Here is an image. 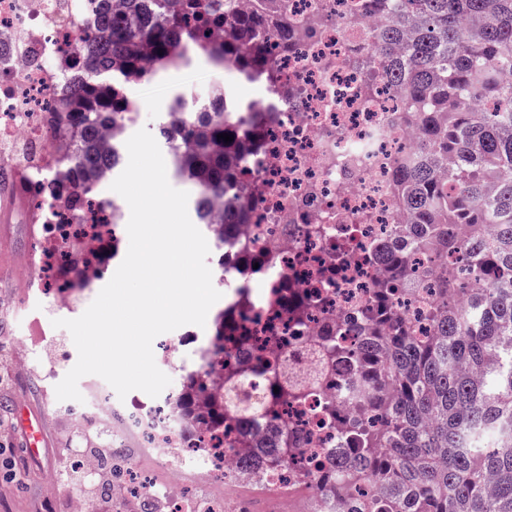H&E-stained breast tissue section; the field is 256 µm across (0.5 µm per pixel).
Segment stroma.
Here are the masks:
<instances>
[{"label": "stroma", "instance_id": "obj_1", "mask_svg": "<svg viewBox=\"0 0 512 512\" xmlns=\"http://www.w3.org/2000/svg\"><path fill=\"white\" fill-rule=\"evenodd\" d=\"M222 72L205 63L160 73L151 80L128 86V96L140 104L135 128L155 130L167 104L180 94L208 96L223 85ZM40 236L24 204L0 217V365L10 382L0 388V411L11 413L0 425V512H69L73 498H82L85 512H114L112 488L106 478L87 477L75 469L76 452L91 449L95 438L79 436L73 417L83 405L58 400L55 386L75 365L78 353L70 333L53 327L56 318L79 317L102 289V282L77 290L69 308L49 307L42 294L41 274L32 254ZM42 322L45 334L37 345L24 339L34 322ZM41 363L43 372L31 369ZM40 414L45 439L38 452H30L24 431L13 415L18 406Z\"/></svg>", "mask_w": 512, "mask_h": 512}]
</instances>
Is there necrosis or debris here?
I'll return each instance as SVG.
<instances>
[{
  "label": "necrosis or debris",
  "mask_w": 512,
  "mask_h": 512,
  "mask_svg": "<svg viewBox=\"0 0 512 512\" xmlns=\"http://www.w3.org/2000/svg\"><path fill=\"white\" fill-rule=\"evenodd\" d=\"M99 11V0H0V168L52 170L57 149L46 114L81 79L82 69L73 64V39ZM288 11L296 24L287 53L275 56L280 75L256 82L254 106L268 121L240 165L242 179L254 191L250 221L228 224L223 206L213 210L214 224L224 234L220 269L237 284L227 300L237 314L225 330L226 347L200 361L213 387L222 386L228 362L249 369L262 361L276 373L311 371V351L325 342L331 324L341 328L338 342L356 345L365 312L379 310L378 288L394 274L390 255L414 256L399 232L404 217L391 189L393 165L411 150L401 121L405 101L386 78L364 85L365 67L379 60L368 25L370 0H290ZM40 192V184H33L30 193L38 198L33 213L41 226L38 265L53 273L72 224L81 222L84 271L89 280L103 279L107 255L121 245V225L99 223L87 211L74 216ZM249 241L275 254L256 279L243 277L238 264ZM286 288L315 298L304 321L285 303ZM349 383L346 373L336 371L317 380L304 403L288 404L274 417L264 407L265 383L256 382L248 421L228 407L223 431L201 424L192 439L173 426L160 404L136 397L118 407L121 426L113 428L111 418L102 417V396L93 388L76 425L95 433L113 455L125 453L127 437L134 436L142 455L170 465L159 479L128 471L112 487L117 512H143L150 500L160 512H236L227 503L235 487L277 500L308 499V512H350L314 482L329 458L350 453L355 410L344 398ZM329 400L337 409L332 423L321 414ZM284 425L306 439L300 462L241 466V459ZM196 470L213 481L207 498L193 494L188 484Z\"/></svg>",
  "instance_id": "4bbe7bcc"
}]
</instances>
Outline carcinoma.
<instances>
[{
    "label": "carcinoma",
    "mask_w": 512,
    "mask_h": 512,
    "mask_svg": "<svg viewBox=\"0 0 512 512\" xmlns=\"http://www.w3.org/2000/svg\"><path fill=\"white\" fill-rule=\"evenodd\" d=\"M101 17L87 26L74 52L85 79L68 88L48 113L57 140L59 167L51 193L70 207H123L97 194L99 175L117 170L124 149L101 146L105 126L135 122L139 106L127 86L196 58L245 82L275 72L268 49V22L285 47L292 20L288 0H258L253 12L236 0H100ZM387 16L376 35L385 76L407 101L402 122L421 136L420 151L397 162L391 182L400 207L411 216V247L427 259L466 263L468 278H448L429 266L419 272L401 260L395 277L381 285L388 298L429 276L436 306L432 336H415L397 311L352 348L332 342L316 350L320 364L351 361L355 377L349 399L361 413L382 411L377 424H357V447L334 459L321 488L357 503L367 480L384 486L363 512H512V0H375ZM224 29V41L206 32ZM223 110L198 112L195 96L177 97L157 125L168 147L173 180L191 185L189 210L199 226L208 201L248 153L260 119L243 114L242 101L217 89ZM220 133L233 137L226 142ZM253 199L240 183L224 223L242 224ZM71 289L84 288L82 258L71 245L56 268ZM233 311L220 310L204 353L224 351V326ZM380 357L384 373H363ZM246 373L224 364V391L208 397L212 427L224 429V404L238 401L244 416L249 398L239 395ZM207 389L202 373H187L175 394L179 421L191 427L195 396ZM309 388L284 376L269 383L267 408L278 414L288 400L302 401ZM302 454L295 437L262 456L278 466Z\"/></svg>",
    "instance_id": "1"
}]
</instances>
